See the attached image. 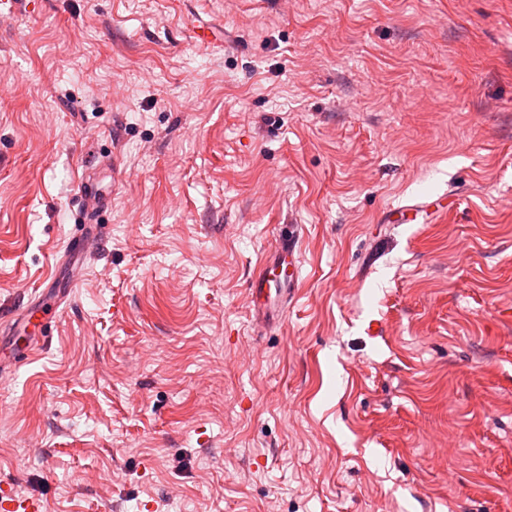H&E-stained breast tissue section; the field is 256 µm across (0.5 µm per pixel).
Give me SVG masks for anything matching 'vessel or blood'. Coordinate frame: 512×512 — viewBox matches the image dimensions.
<instances>
[{"instance_id":"b4317fda","label":"vessel or blood","mask_w":512,"mask_h":512,"mask_svg":"<svg viewBox=\"0 0 512 512\" xmlns=\"http://www.w3.org/2000/svg\"><path fill=\"white\" fill-rule=\"evenodd\" d=\"M80 196L83 200V210L80 214L81 238L67 245L68 254L79 259L78 266L71 272V279L75 282L80 281L85 264L97 255L103 239V230L97 223L96 216L104 208L105 198L97 187L95 173H85L80 186ZM441 205V199L423 197L410 204L395 207L394 212L401 223L407 224L420 212ZM300 248V228L293 224L290 225L288 232L280 234L276 251L261 257L259 267L251 276L248 288L254 320L261 321L272 317L278 304L295 299L299 287ZM59 314L58 305L52 304L30 309L21 317L20 326L35 331L28 343L29 349L50 345L51 339L43 335L42 327L45 323L56 321ZM0 512H46V506L41 498L20 496L11 487L1 485Z\"/></svg>"}]
</instances>
